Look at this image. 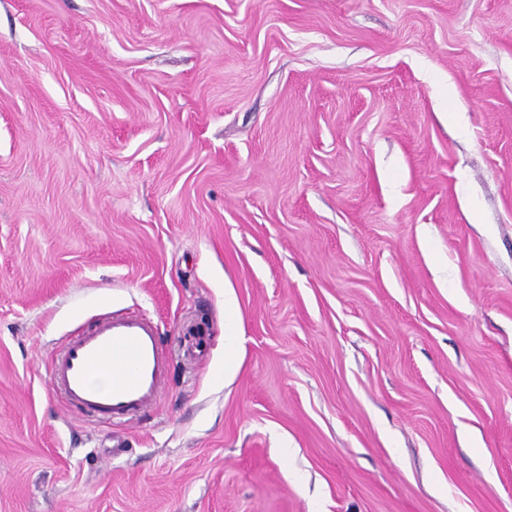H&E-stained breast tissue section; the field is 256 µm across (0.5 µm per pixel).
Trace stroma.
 <instances>
[{
	"label": "stroma",
	"instance_id": "1",
	"mask_svg": "<svg viewBox=\"0 0 512 512\" xmlns=\"http://www.w3.org/2000/svg\"><path fill=\"white\" fill-rule=\"evenodd\" d=\"M0 512H512V0H0ZM237 299L233 292L224 293V374L232 373L238 366L243 336L236 322ZM173 363L159 328L138 315H111L70 339L48 367L53 392L92 420H134L157 405ZM109 379L101 388L95 380Z\"/></svg>",
	"mask_w": 512,
	"mask_h": 512
}]
</instances>
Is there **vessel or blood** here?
<instances>
[{"mask_svg": "<svg viewBox=\"0 0 512 512\" xmlns=\"http://www.w3.org/2000/svg\"><path fill=\"white\" fill-rule=\"evenodd\" d=\"M173 363L159 328L138 315H111L70 339L47 371L53 392L92 420H134L157 405ZM107 378L99 387L97 378Z\"/></svg>", "mask_w": 512, "mask_h": 512, "instance_id": "vessel-or-blood-1", "label": "vessel or blood"}]
</instances>
